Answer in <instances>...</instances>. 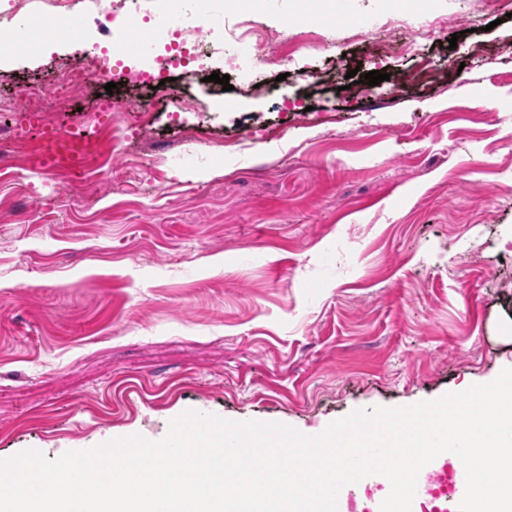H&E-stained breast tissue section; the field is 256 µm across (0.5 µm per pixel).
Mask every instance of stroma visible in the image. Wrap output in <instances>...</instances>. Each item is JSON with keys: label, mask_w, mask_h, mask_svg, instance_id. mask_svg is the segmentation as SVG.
I'll use <instances>...</instances> for the list:
<instances>
[{"label": "stroma", "mask_w": 512, "mask_h": 512, "mask_svg": "<svg viewBox=\"0 0 512 512\" xmlns=\"http://www.w3.org/2000/svg\"><path fill=\"white\" fill-rule=\"evenodd\" d=\"M478 2L435 0L447 28L416 53L385 32L379 57L357 21L382 0H328L338 49L309 59L317 82L177 78L202 112L189 129L169 125L166 87H117L152 117L106 154V197L93 176L0 173V459L159 440L188 409L316 435L512 366V17L469 31ZM298 7L211 3L282 32L279 53L305 34ZM107 41L74 0L49 37L0 44V97ZM353 69L408 80L370 101ZM98 105L90 89L49 117L113 132ZM24 112H0V155L34 150Z\"/></svg>", "instance_id": "35a3bbf8"}]
</instances>
